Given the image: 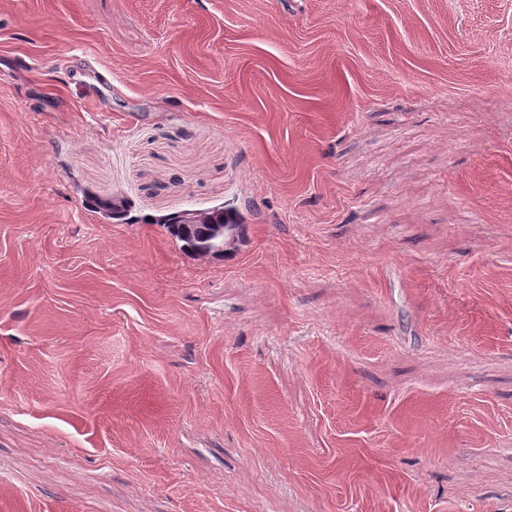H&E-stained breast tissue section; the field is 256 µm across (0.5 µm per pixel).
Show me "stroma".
<instances>
[{"mask_svg": "<svg viewBox=\"0 0 512 512\" xmlns=\"http://www.w3.org/2000/svg\"><path fill=\"white\" fill-rule=\"evenodd\" d=\"M0 512H512V0H0ZM198 224H179L173 217L162 223L183 249L199 257L223 256L225 232L229 227L237 229L243 237V221L236 209L221 207L216 210L198 213Z\"/></svg>", "mask_w": 512, "mask_h": 512, "instance_id": "stroma-1", "label": "stroma"}]
</instances>
